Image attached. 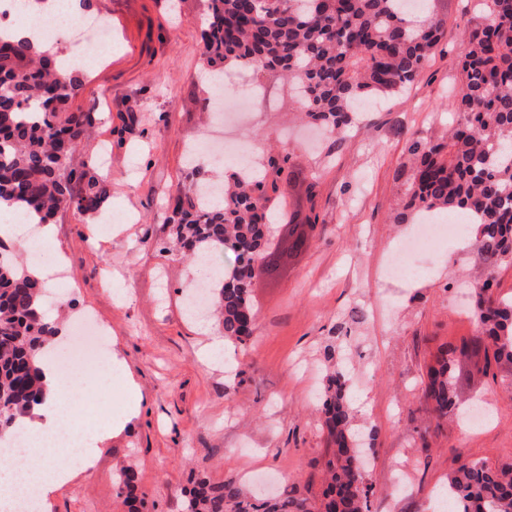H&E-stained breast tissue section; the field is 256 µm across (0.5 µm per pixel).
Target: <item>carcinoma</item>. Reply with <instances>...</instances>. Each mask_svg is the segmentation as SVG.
Instances as JSON below:
<instances>
[{
	"mask_svg": "<svg viewBox=\"0 0 512 512\" xmlns=\"http://www.w3.org/2000/svg\"><path fill=\"white\" fill-rule=\"evenodd\" d=\"M427 0H210L201 59L218 72L247 66L298 94L301 111L333 131L351 123L361 103L410 87L445 36L447 21L415 2ZM482 20L466 39L459 108L448 141H410L412 177L405 208L462 213L477 225L475 247L486 263L473 317L479 325L463 342L483 355L485 371L512 365V297L489 294L495 268L512 262V0H482ZM84 94L80 71L59 73L47 42L0 36V203L33 211L47 224L61 210L102 213L107 183L71 166L99 113ZM192 185L178 191L171 236L180 249L207 261L229 251L233 271L213 268L217 321L224 340L244 345L253 333L249 287L256 274L273 271L264 259L279 197L266 174L229 176L219 199L204 209L198 193L210 187L207 166L192 170ZM45 288L30 266L0 243V434L12 429L44 396L36 351L53 341L59 326L45 312ZM462 349L443 351L427 371L424 398L440 419L457 410L454 366ZM323 429L332 454L324 461L321 498L288 493L266 499L229 478L207 477L182 492V512H369L362 493L357 434L345 394L344 374L334 369L323 394ZM113 484L129 512L136 487L128 472ZM453 512H512V465L492 468L462 462L450 469Z\"/></svg>",
	"mask_w": 512,
	"mask_h": 512,
	"instance_id": "carcinoma-1",
	"label": "carcinoma"
}]
</instances>
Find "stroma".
<instances>
[{"label":"stroma","instance_id":"1","mask_svg":"<svg viewBox=\"0 0 512 512\" xmlns=\"http://www.w3.org/2000/svg\"><path fill=\"white\" fill-rule=\"evenodd\" d=\"M429 8L448 28L418 79L345 135L305 125L287 89L271 110L233 91L247 118L226 125V141L282 157L277 182L287 211L319 221L307 249L291 250L283 233L271 237L278 268L251 283L254 334L225 344L215 366L200 353L219 340L217 324L184 309L200 277L168 250V202L188 185L187 150L202 148L213 119L200 60L208 0H92L91 15L112 27V51L84 47L92 57L84 96L101 121L74 161L108 153L105 210L129 220L99 239L92 229L100 217L57 215L48 253L62 261L63 278L47 314L65 327L68 346L80 314L105 327L112 373L123 383L114 390L112 374L84 371L93 388L81 393V428L99 430L104 402L121 429L46 512H128L109 481L123 469L138 489V512H180L182 490L203 475L316 495L330 450L320 422L330 349L355 423L375 436L364 468L371 512H440L437 492L455 462L512 463V367L489 376L481 359L462 364V402L492 401L481 427L436 418L422 397L440 352L475 334L468 285L483 263L474 243L448 239L425 273L385 275L413 230L400 218L408 144L447 138L465 33L481 15L477 0H429Z\"/></svg>","mask_w":512,"mask_h":512}]
</instances>
